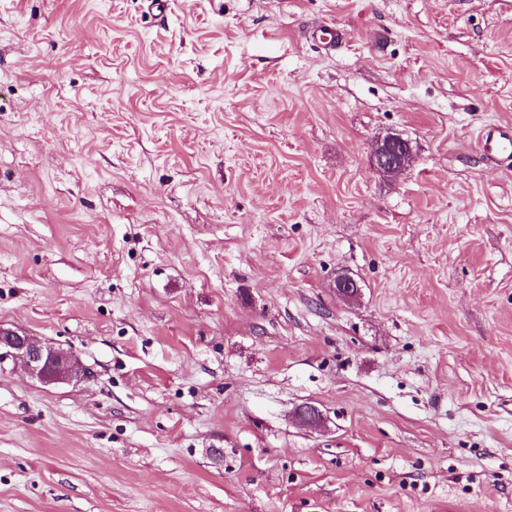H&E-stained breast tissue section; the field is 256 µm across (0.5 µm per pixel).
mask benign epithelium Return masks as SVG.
<instances>
[{"label":"benign epithelium","instance_id":"1","mask_svg":"<svg viewBox=\"0 0 512 512\" xmlns=\"http://www.w3.org/2000/svg\"><path fill=\"white\" fill-rule=\"evenodd\" d=\"M412 146L398 133H389L378 139L372 150V164L380 173L392 176L410 162ZM336 294L352 298L359 293L358 282L340 276L335 281ZM12 360L40 381L53 384L81 379L87 376L78 359L50 343L43 342L25 332L0 327V363ZM302 425L316 428L323 422L322 411L315 405L304 404L296 411Z\"/></svg>","mask_w":512,"mask_h":512}]
</instances>
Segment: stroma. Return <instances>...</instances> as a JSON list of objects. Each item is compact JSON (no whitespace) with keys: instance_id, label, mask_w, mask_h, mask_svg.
I'll return each mask as SVG.
<instances>
[{"instance_id":"1","label":"stroma","mask_w":512,"mask_h":512,"mask_svg":"<svg viewBox=\"0 0 512 512\" xmlns=\"http://www.w3.org/2000/svg\"><path fill=\"white\" fill-rule=\"evenodd\" d=\"M164 2L0 0V512H512V0ZM484 156L498 165L512 166V127H493L479 138ZM412 146L398 133H388L378 139L372 150V164L380 173L392 176L410 162ZM20 362L40 381L53 384L87 377L78 359L71 353L43 342L28 333L0 327V363Z\"/></svg>"}]
</instances>
